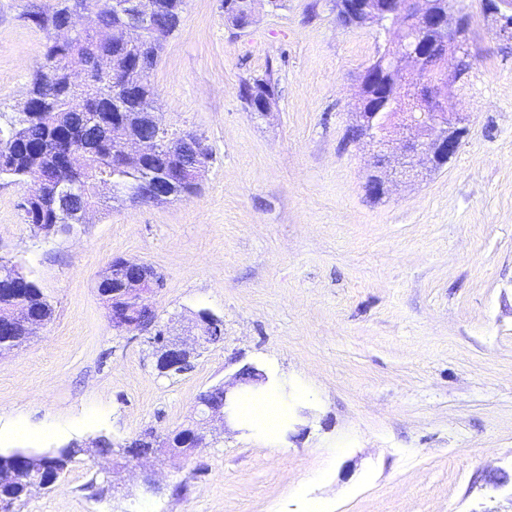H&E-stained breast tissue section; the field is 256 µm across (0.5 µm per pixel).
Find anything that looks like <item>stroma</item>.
Masks as SVG:
<instances>
[{"label": "stroma", "instance_id": "35a3bbf8", "mask_svg": "<svg viewBox=\"0 0 512 512\" xmlns=\"http://www.w3.org/2000/svg\"><path fill=\"white\" fill-rule=\"evenodd\" d=\"M50 2L0 0V111L28 97L55 33L26 13ZM459 4L476 61L447 94L468 132L382 200L365 188L371 147L346 138L378 42L335 0H258L245 30L224 0H186L151 83L163 126L209 148L197 195L116 204L45 240L24 219L27 186L0 183V257L54 309L0 356L1 453L188 425L247 364L289 385L280 441L213 424L188 456L131 462L113 498L92 497L106 461L86 454L18 512H512V41L481 0ZM265 75L262 116L239 88ZM116 258L160 274L159 326L192 339L206 310L223 340L161 374L150 331L113 328L98 292ZM145 469L163 494L143 493Z\"/></svg>", "mask_w": 512, "mask_h": 512}]
</instances>
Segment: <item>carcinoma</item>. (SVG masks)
<instances>
[{
	"label": "carcinoma",
	"mask_w": 512,
	"mask_h": 512,
	"mask_svg": "<svg viewBox=\"0 0 512 512\" xmlns=\"http://www.w3.org/2000/svg\"><path fill=\"white\" fill-rule=\"evenodd\" d=\"M154 2L159 6L156 25L174 32L171 20L181 18L185 0ZM76 9L95 14L106 29L125 25L122 11L106 6L104 0H53L45 9L28 12L26 18L39 29L58 30L66 15ZM159 51L158 39L146 29H129L127 38L121 41L103 40L93 30L75 31L46 45L23 107L0 125V181L29 185L22 208L34 233L49 236L66 230V226L57 224L54 184L71 177L63 169V154L72 148L83 152L84 162L78 172L79 181L84 183L81 203L91 209L108 206L106 199L96 195V182L119 185L128 195L118 202L138 205L139 196L151 193L156 183L185 166L181 153L174 148L183 133L164 127L155 131L144 123V113L150 111L154 100L150 74L157 65ZM97 58L110 62L119 83L112 85L103 78L98 87L86 89H71L64 84L60 70ZM45 89L56 92L58 97L50 111L39 109L34 101ZM246 89L251 94L243 100L249 106L255 96H273L267 78L252 79ZM118 108L119 123L126 134L146 142L144 154L119 163L112 158V114ZM197 188L198 178L185 175L173 189L172 199L188 198ZM20 305L27 306L44 323L53 317L52 306L33 280L23 277L0 283V355L22 347L30 339L27 326L14 316ZM84 453V447L73 442L56 452L38 454L35 469L31 466V452L0 454V500L14 504L26 501L66 475Z\"/></svg>",
	"instance_id": "1"
}]
</instances>
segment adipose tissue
Returning <instances> with one entry per match:
<instances>
[{
  "instance_id": "ef3b65f1",
  "label": "adipose tissue",
  "mask_w": 512,
  "mask_h": 512,
  "mask_svg": "<svg viewBox=\"0 0 512 512\" xmlns=\"http://www.w3.org/2000/svg\"><path fill=\"white\" fill-rule=\"evenodd\" d=\"M239 423L261 430L268 437H277L288 418V403L275 383L244 392L235 402Z\"/></svg>"
}]
</instances>
